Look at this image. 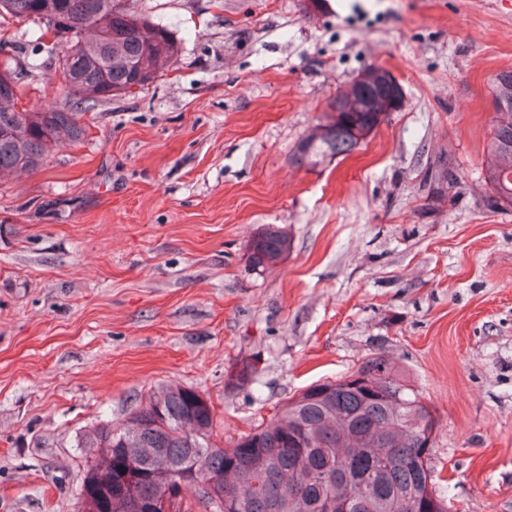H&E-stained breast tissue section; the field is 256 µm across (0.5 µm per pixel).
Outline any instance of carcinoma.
I'll return each mask as SVG.
<instances>
[{
  "instance_id": "carcinoma-1",
  "label": "carcinoma",
  "mask_w": 512,
  "mask_h": 512,
  "mask_svg": "<svg viewBox=\"0 0 512 512\" xmlns=\"http://www.w3.org/2000/svg\"><path fill=\"white\" fill-rule=\"evenodd\" d=\"M37 20L60 33L66 19L83 35L68 39L63 53L78 87H66L70 104H37L16 110L23 87L10 66L0 68V127L21 136L0 137V177L36 171L50 150L81 140L79 114L112 90L118 95L153 82L177 57L180 45L165 25L127 10L123 0H0V16ZM347 84L325 119L312 127L294 154L298 165L317 167L352 153L402 103L400 84L369 66ZM492 132L484 167L491 203L512 206V69L498 72L491 87ZM291 241L269 224L247 245L246 261L262 272L288 256ZM259 367L248 358L234 364L226 388L251 386ZM370 379L371 389L351 377ZM433 407L408 384L396 363L367 358L349 375L312 384L288 399L276 418L242 434L224 448L213 442L214 414L198 392L167 385L151 394L119 429L100 423L80 435L86 451L89 496L82 512H145L146 495L160 496L174 481L185 486L213 481L215 497L198 498L207 512H323L321 500L350 503L348 512H447L436 489L431 458H422L433 436ZM203 468L196 469V463ZM141 474L125 481L128 467Z\"/></svg>"
}]
</instances>
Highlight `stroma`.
I'll use <instances>...</instances> for the list:
<instances>
[{
  "label": "stroma",
  "mask_w": 512,
  "mask_h": 512,
  "mask_svg": "<svg viewBox=\"0 0 512 512\" xmlns=\"http://www.w3.org/2000/svg\"><path fill=\"white\" fill-rule=\"evenodd\" d=\"M180 43L85 138L0 179V512H81L77 447L160 386L214 439L383 353L438 417L448 512H512V207L489 202L490 80L512 0H125ZM0 19L23 105H67L64 37ZM402 104L351 154L294 153L367 66ZM291 250L257 273L264 225ZM260 356L255 384L227 370Z\"/></svg>",
  "instance_id": "1"
}]
</instances>
